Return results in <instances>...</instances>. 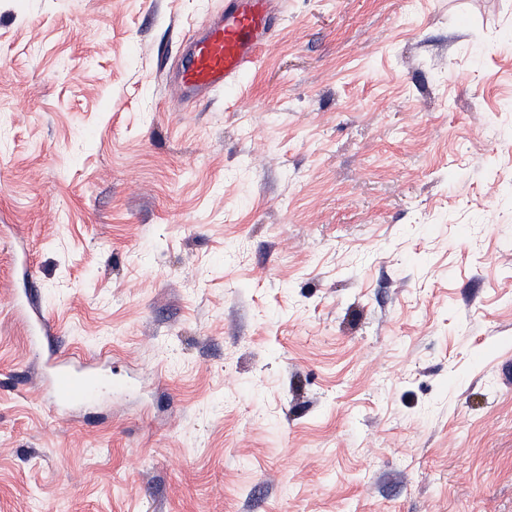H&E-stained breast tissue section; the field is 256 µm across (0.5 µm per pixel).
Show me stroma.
<instances>
[{
    "label": "stroma",
    "instance_id": "stroma-1",
    "mask_svg": "<svg viewBox=\"0 0 512 512\" xmlns=\"http://www.w3.org/2000/svg\"><path fill=\"white\" fill-rule=\"evenodd\" d=\"M223 8L0 0V512H512V0ZM279 0H225L224 14L193 37L169 78L179 106L239 86L281 20ZM47 368L49 399L53 402H82L97 388L98 377L88 365L75 366L66 357L39 354Z\"/></svg>",
    "mask_w": 512,
    "mask_h": 512
}]
</instances>
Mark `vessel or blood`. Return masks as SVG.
<instances>
[{
  "label": "vessel or blood",
  "mask_w": 512,
  "mask_h": 512,
  "mask_svg": "<svg viewBox=\"0 0 512 512\" xmlns=\"http://www.w3.org/2000/svg\"><path fill=\"white\" fill-rule=\"evenodd\" d=\"M281 19L280 0H225L224 13L202 35L193 37L169 78L171 98L184 106L217 91L239 86L257 63ZM51 401L81 402L96 389L98 377L87 365L66 357L43 356Z\"/></svg>",
  "instance_id": "b4317fda"
}]
</instances>
